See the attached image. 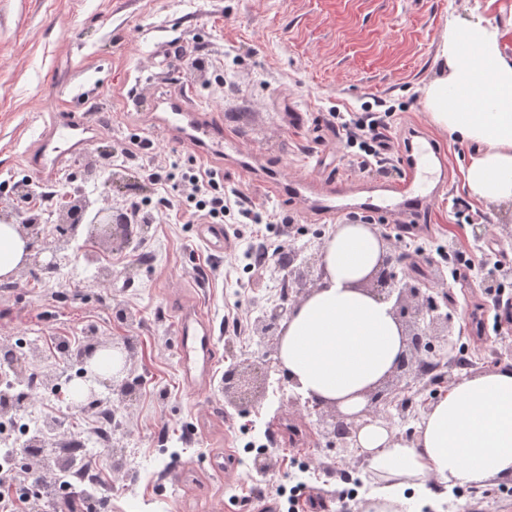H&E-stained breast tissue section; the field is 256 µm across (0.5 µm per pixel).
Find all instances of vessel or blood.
<instances>
[{
    "mask_svg": "<svg viewBox=\"0 0 512 512\" xmlns=\"http://www.w3.org/2000/svg\"><path fill=\"white\" fill-rule=\"evenodd\" d=\"M154 110L158 133L202 154H221L235 142L234 136L225 133L223 120L204 116L192 88L182 85L170 90ZM100 124L96 113H58L44 129L37 149L27 154L28 164L42 181L55 180L73 159L90 151ZM435 154L433 143L424 144L420 156H406L401 176L387 182L384 192L361 197L352 196L348 181L327 174L285 181L276 171L268 170L261 173L259 180L276 186L282 196L324 217L361 212L390 224H403L427 208L434 195L433 190L422 188L418 166L432 164ZM176 333L183 382L193 391L206 390L214 378L216 363L211 325L195 308L182 306L178 309Z\"/></svg>",
    "mask_w": 512,
    "mask_h": 512,
    "instance_id": "vessel-or-blood-1",
    "label": "vessel or blood"
}]
</instances>
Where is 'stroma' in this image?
<instances>
[{
  "label": "stroma",
  "mask_w": 512,
  "mask_h": 512,
  "mask_svg": "<svg viewBox=\"0 0 512 512\" xmlns=\"http://www.w3.org/2000/svg\"><path fill=\"white\" fill-rule=\"evenodd\" d=\"M459 23L495 21L512 52V0H0V209L26 219L29 205L14 187L36 182L24 159L55 112L88 106L104 116L92 152L69 164L52 182L59 196L74 179L110 154L121 181L106 198L129 208L153 189L142 171L162 156L189 162L191 149L157 134L146 110L174 85L193 86L199 104L218 112L236 137L219 166L225 190L241 192L261 217L256 232L232 239L227 252H214L194 224L167 213L124 248L104 242L96 251L112 268L111 283L70 253L68 271L54 281H33L30 269L13 276L12 292L0 291V345L30 337L79 336L96 324L101 339L129 341L131 377L142 382L140 397L115 401L120 422L113 453L92 450L108 512H180V502H201L206 512H262V491L295 490L297 512H314L312 498L328 512H360L364 493L353 494L334 479L346 469L374 490L376 480L357 449L328 446L314 419L304 424L309 445L272 444V426L299 415L294 391L281 372L270 371L252 402L224 401V372L232 364L275 358L273 337L235 333L231 323H254L275 302L282 276L277 263L249 273L245 253L261 244L295 250L326 241L335 223L322 221L277 198L239 160L266 155L281 178L312 176L324 158L336 176L361 184L401 174L402 133H429L445 160L436 170L443 188L417 229L399 244L416 276L450 294L453 323L449 349L476 341L473 371L494 360L512 362V326L483 293L482 277L512 267V206L479 202L467 192L464 170L470 153L435 127L422 101L424 85L438 70L436 53ZM340 110L387 126L384 173L364 172L329 119ZM310 121L291 126L288 115ZM144 143L139 165L122 157L130 140ZM290 216L287 224L278 223ZM462 246L480 274L452 279L441 247ZM198 305L216 338L214 380L202 393L178 373L173 322L179 302ZM133 311L136 320L122 319ZM219 449L236 455L229 472L205 470V457ZM270 457L266 472L254 470L256 454ZM309 467H301V460ZM445 512H512V480L448 492Z\"/></svg>",
  "instance_id": "obj_1"
}]
</instances>
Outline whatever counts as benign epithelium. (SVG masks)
Wrapping results in <instances>:
<instances>
[{"label": "benign epithelium", "instance_id": "7a95c632", "mask_svg": "<svg viewBox=\"0 0 512 512\" xmlns=\"http://www.w3.org/2000/svg\"><path fill=\"white\" fill-rule=\"evenodd\" d=\"M91 234L103 239L118 241L122 244L132 240L135 231L131 225L117 217V209L112 206L96 209L91 219ZM323 245L310 246L295 252L294 266L290 270L291 293L288 303H274L266 307L255 320V332L259 336H269L277 332L280 322L299 304L303 281L318 269L324 270L322 261ZM404 258L398 248L382 254L376 269L360 283V287L373 296L393 303V309L399 321L407 330V349L394 373H403L409 380L398 385L393 391H376L371 394L370 402L359 414L347 416L338 410L326 414L323 403L316 399L304 400L303 407L307 415H316L322 426L321 435L330 446L336 444L348 448L354 444L356 434L361 427L358 420L363 417L389 420L391 417H403L411 407L409 392L416 382L423 379L422 366L429 358L443 359L447 346L436 347L434 339L452 335V322L448 313L442 312V306L431 294L430 289L421 288L411 278L399 275L398 267ZM102 348H110L121 356L122 368L104 380L94 371H88L92 384L88 385L84 398L98 395L97 386L107 387L112 394L123 397L131 392V385L125 377L129 362L128 345L116 343ZM268 373L269 363L259 366L254 363L237 366L224 374V397L231 403H239L254 393L255 374L258 370Z\"/></svg>", "mask_w": 512, "mask_h": 512}]
</instances>
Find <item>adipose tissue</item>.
Masks as SVG:
<instances>
[{"instance_id": "adipose-tissue-1", "label": "adipose tissue", "mask_w": 512, "mask_h": 512, "mask_svg": "<svg viewBox=\"0 0 512 512\" xmlns=\"http://www.w3.org/2000/svg\"><path fill=\"white\" fill-rule=\"evenodd\" d=\"M436 60L423 91L425 112L472 147L464 174L470 195L512 203V55L499 27L449 21ZM381 254L370 225H337L324 244L323 285L289 314L278 343L291 385L349 416L365 408L406 350L390 304L359 286ZM357 447L379 482L362 512H422L437 501L432 482L480 488L512 479V362L457 379L430 404L413 438L367 419Z\"/></svg>"}]
</instances>
